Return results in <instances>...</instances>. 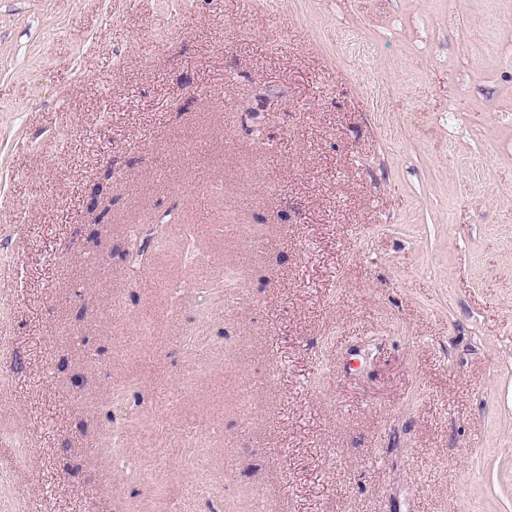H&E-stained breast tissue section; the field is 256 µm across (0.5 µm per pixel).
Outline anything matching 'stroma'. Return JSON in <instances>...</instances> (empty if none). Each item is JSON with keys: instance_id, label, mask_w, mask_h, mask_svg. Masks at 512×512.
Instances as JSON below:
<instances>
[{"instance_id": "1", "label": "stroma", "mask_w": 512, "mask_h": 512, "mask_svg": "<svg viewBox=\"0 0 512 512\" xmlns=\"http://www.w3.org/2000/svg\"><path fill=\"white\" fill-rule=\"evenodd\" d=\"M0 512H512V0H0Z\"/></svg>"}]
</instances>
